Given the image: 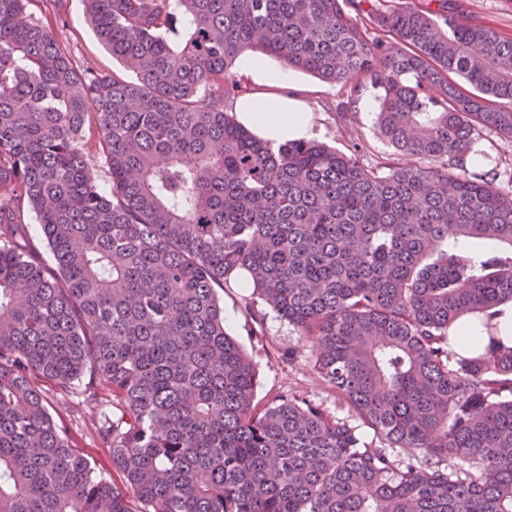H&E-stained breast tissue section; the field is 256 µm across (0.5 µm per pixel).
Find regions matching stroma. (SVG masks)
<instances>
[{
	"label": "stroma",
	"instance_id": "obj_1",
	"mask_svg": "<svg viewBox=\"0 0 512 512\" xmlns=\"http://www.w3.org/2000/svg\"><path fill=\"white\" fill-rule=\"evenodd\" d=\"M28 18L46 25L60 47L78 69L120 70L121 64L86 23L82 0H28ZM296 94L315 116L316 141L327 143L347 154H357L363 164L386 169L400 163L394 147L383 139L377 127L379 90H362L348 113L336 106L344 100L340 87L327 84L300 71H290ZM478 152L469 156L468 169L478 175H504L512 170V142L492 136L480 141ZM246 289L224 296V324L251 356L259 371L256 399L267 402L276 394L293 391L317 404L329 416L345 421L365 443L375 446L379 440L350 405L315 372L311 347L302 342L293 326L268 313L263 327L248 324L243 313ZM44 392L54 416L72 436L75 444L94 457L104 472H111L112 459L97 435L98 412L87 404L80 392L60 394L45 386Z\"/></svg>",
	"mask_w": 512,
	"mask_h": 512
}]
</instances>
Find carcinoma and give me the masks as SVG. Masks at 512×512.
I'll return each instance as SVG.
<instances>
[{"label":"carcinoma","instance_id":"obj_1","mask_svg":"<svg viewBox=\"0 0 512 512\" xmlns=\"http://www.w3.org/2000/svg\"><path fill=\"white\" fill-rule=\"evenodd\" d=\"M84 6L134 80L77 70L0 0V512H512V190L466 166L512 139V34L454 0ZM247 51L380 90V135L424 164L258 138L224 110ZM29 211L51 266L18 238ZM235 288L381 445L296 393L255 402ZM464 318L483 338L461 353ZM45 383L83 388L121 480Z\"/></svg>","mask_w":512,"mask_h":512}]
</instances>
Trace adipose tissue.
Listing matches in <instances>:
<instances>
[{
    "instance_id": "obj_1",
    "label": "adipose tissue",
    "mask_w": 512,
    "mask_h": 512,
    "mask_svg": "<svg viewBox=\"0 0 512 512\" xmlns=\"http://www.w3.org/2000/svg\"><path fill=\"white\" fill-rule=\"evenodd\" d=\"M241 64L260 90L237 103L238 121L259 138L275 145L312 138L313 113L295 96L281 92L289 81L287 72L272 69L264 59L255 56H243Z\"/></svg>"
}]
</instances>
